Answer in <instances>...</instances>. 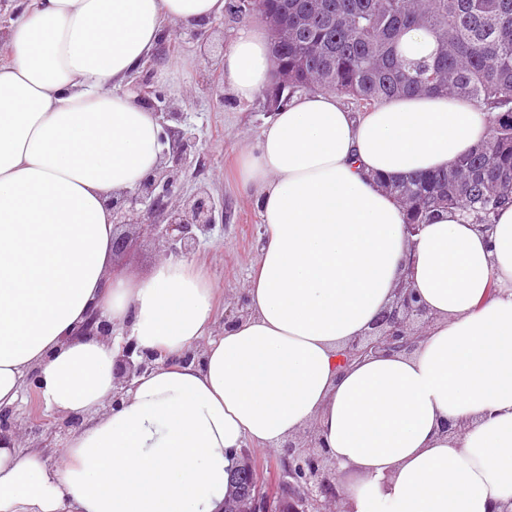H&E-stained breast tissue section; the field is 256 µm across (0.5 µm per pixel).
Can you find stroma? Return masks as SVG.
<instances>
[{
	"label": "stroma",
	"mask_w": 512,
	"mask_h": 512,
	"mask_svg": "<svg viewBox=\"0 0 512 512\" xmlns=\"http://www.w3.org/2000/svg\"><path fill=\"white\" fill-rule=\"evenodd\" d=\"M238 0H226L223 17L205 28L209 55H202L197 44L185 43L157 53L159 63L178 60L181 70L160 85L168 101L174 103L185 119L183 126L195 134L200 158L182 182L184 194L206 186L218 206L224 209V223L200 241L195 259L203 264L221 299L218 316H225L242 294L251 266L259 254L263 225L256 206V192L229 178L241 145L256 141L269 115L264 96L239 101L225 92L223 109H216L197 83L201 70L217 61L232 44L238 30L253 24L248 15L235 13Z\"/></svg>",
	"instance_id": "stroma-1"
}]
</instances>
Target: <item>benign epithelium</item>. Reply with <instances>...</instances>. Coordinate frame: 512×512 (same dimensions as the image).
Instances as JSON below:
<instances>
[{"instance_id": "obj_1", "label": "benign epithelium", "mask_w": 512, "mask_h": 512, "mask_svg": "<svg viewBox=\"0 0 512 512\" xmlns=\"http://www.w3.org/2000/svg\"><path fill=\"white\" fill-rule=\"evenodd\" d=\"M239 10L258 17L270 34L280 25V17L258 10L253 0H239ZM152 73L149 62L133 77L132 89L136 102L159 117L165 148L158 167L135 189L109 198L114 224L112 254L130 251L147 240L154 243L164 259L170 255L190 257L199 247L200 236L215 227L216 206L204 188L189 196L180 192L182 175L192 167L199 153L198 140L180 127L184 113L166 103L164 93L152 81ZM198 82L210 87L216 103L224 105V86L217 76L205 74L198 77ZM432 323L433 317L403 283L391 306L376 320L371 334L354 340L342 362L379 352L411 351ZM160 360L172 362L155 350L122 347L115 364L112 405L119 404L134 377L154 369ZM20 430L14 409L0 408V440ZM321 447L318 431L311 428L306 431L304 445L290 440L280 449L278 479L288 492L290 512H312V504L334 505L340 500L337 464L321 454ZM239 512H275L273 497L256 492L240 504Z\"/></svg>"}]
</instances>
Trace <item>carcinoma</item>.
<instances>
[{"mask_svg":"<svg viewBox=\"0 0 512 512\" xmlns=\"http://www.w3.org/2000/svg\"><path fill=\"white\" fill-rule=\"evenodd\" d=\"M288 13V29L270 42L273 63L288 86L266 95L276 112L298 92L345 97L366 112L394 97L443 94L494 113L487 139L446 171L416 175L392 185L410 205L405 223L426 224L438 206L485 216L512 202V0H263ZM425 33L431 49L416 52L406 40ZM255 484L239 478L233 512Z\"/></svg>","mask_w":512,"mask_h":512,"instance_id":"1","label":"carcinoma"}]
</instances>
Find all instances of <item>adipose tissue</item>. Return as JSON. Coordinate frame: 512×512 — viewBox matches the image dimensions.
Segmentation results:
<instances>
[{
    "label": "adipose tissue",
    "instance_id": "obj_1",
    "mask_svg": "<svg viewBox=\"0 0 512 512\" xmlns=\"http://www.w3.org/2000/svg\"><path fill=\"white\" fill-rule=\"evenodd\" d=\"M225 0H28L0 59V407L31 374L47 411L84 418L64 447L0 441V512H224L246 445L315 426L350 512H493L512 501V205L482 232L453 209L407 236L381 188L451 168L489 118L444 95L349 111L300 93L242 148L264 234L249 314L214 334L194 259L115 269L106 201L160 163L161 127L122 86L168 24ZM273 64L242 27L224 81L242 101ZM409 281L434 317L413 351L342 365ZM114 325L85 334L92 313ZM170 356L112 405L120 344ZM197 350L200 362L178 363Z\"/></svg>",
    "mask_w": 512,
    "mask_h": 512
}]
</instances>
